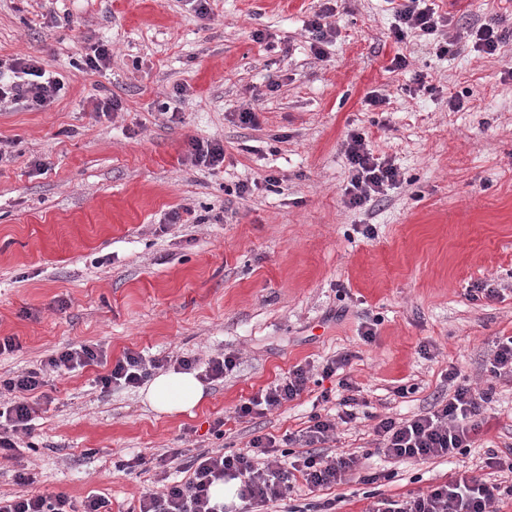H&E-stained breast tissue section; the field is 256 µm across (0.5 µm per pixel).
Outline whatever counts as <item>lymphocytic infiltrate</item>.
<instances>
[{"instance_id":"lymphocytic-infiltrate-1","label":"lymphocytic infiltrate","mask_w":512,"mask_h":512,"mask_svg":"<svg viewBox=\"0 0 512 512\" xmlns=\"http://www.w3.org/2000/svg\"><path fill=\"white\" fill-rule=\"evenodd\" d=\"M393 12L391 35L398 43L412 33L421 37L434 35L448 23L447 17L439 14L435 0H399ZM64 89V81L48 71L39 58L20 56L12 59L7 71H0V109L20 103L31 110L41 109L59 100ZM345 156L351 171L345 189L349 206H363L395 184V168L373 155L363 134L350 133ZM104 362L107 356L99 345L78 343L50 355L41 369L0 381V388L9 394L8 401L0 405V458L12 459L18 449V435L28 432L37 412L31 398L44 386L46 373L65 375ZM164 365V360L149 359L130 350L112 363L108 375L101 377L99 383L105 390L115 384L135 387ZM445 379L448 396L436 402L432 411L405 420L379 419L373 428L376 454L423 462L435 457L452 458L473 447L493 399L492 392L473 388L453 370ZM310 381L309 368L295 366L287 376L237 406L235 412L245 417L260 406L269 411L277 409L301 397ZM339 385L344 394L337 418L311 414L310 426L287 439L288 444L303 449L287 465L272 464L269 456L276 450V440L264 434L253 436L244 452L207 450L190 462L187 479L170 483L163 493L142 496L139 512H224L222 506L212 503L210 488L215 481L226 478L240 480V498L260 506L286 500L293 483L299 480L312 492L346 483L354 474H360L357 457L347 452L328 455L322 446L333 436L337 423L356 420L363 402L356 395L354 383L340 378ZM497 502L494 486L464 474L405 500L378 498L369 512H498Z\"/></svg>"}]
</instances>
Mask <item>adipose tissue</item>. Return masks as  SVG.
Instances as JSON below:
<instances>
[{
	"instance_id": "1",
	"label": "adipose tissue",
	"mask_w": 512,
	"mask_h": 512,
	"mask_svg": "<svg viewBox=\"0 0 512 512\" xmlns=\"http://www.w3.org/2000/svg\"><path fill=\"white\" fill-rule=\"evenodd\" d=\"M143 393L154 411L174 415L197 408L205 397V387L195 373L172 371L154 377Z\"/></svg>"
}]
</instances>
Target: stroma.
<instances>
[{
  "mask_svg": "<svg viewBox=\"0 0 512 512\" xmlns=\"http://www.w3.org/2000/svg\"><path fill=\"white\" fill-rule=\"evenodd\" d=\"M437 3L448 26L398 45L388 0H214L208 19L193 0H0V62L40 57L67 86L46 109L0 111V336L19 343L0 354V380L79 342L111 361L128 350L239 357L206 383L202 405L174 416L140 388L101 391L103 365L47 375L21 451L0 461L1 496L63 493L78 507L95 494L128 512L179 479L157 463L167 451L188 460L305 429L337 378L262 415L234 410L294 366L345 352L343 376L367 407L328 448L361 457L364 472L395 471L383 496L403 500L463 470L512 486L485 465L487 448L512 444V379L485 372L497 337L512 336V45L490 56L454 41L496 15L512 28V0ZM326 8L337 34L320 60L305 24ZM101 43L108 67L77 70ZM373 92L385 104L368 106ZM109 95L120 110L95 112ZM246 110L256 125L241 123ZM354 131L397 180L352 209ZM193 137L223 141L219 168L191 164ZM243 181L258 187L241 198ZM227 209L233 220L215 223ZM478 282L494 295L470 299ZM451 369L494 387L473 447L424 463L374 455V416L427 412ZM140 455L146 469L125 470ZM19 471L31 483L16 484ZM367 490L355 478L314 493L299 482L289 496L368 512Z\"/></svg>",
  "mask_w": 512,
  "mask_h": 512,
  "instance_id": "stroma-1",
  "label": "stroma"
}]
</instances>
